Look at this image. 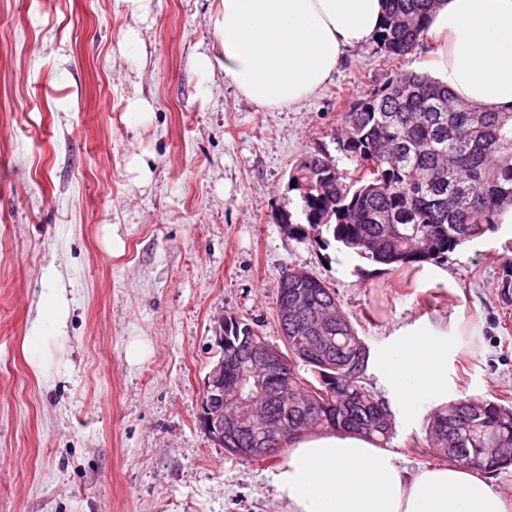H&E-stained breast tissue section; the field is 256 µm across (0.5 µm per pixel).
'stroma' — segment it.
Returning <instances> with one entry per match:
<instances>
[{
  "label": "stroma",
  "instance_id": "stroma-1",
  "mask_svg": "<svg viewBox=\"0 0 512 512\" xmlns=\"http://www.w3.org/2000/svg\"><path fill=\"white\" fill-rule=\"evenodd\" d=\"M220 0H0V512H281L279 458L228 455L199 426L222 323L254 322L280 345L278 280L315 274L336 292L369 351L379 397L408 325L448 338V390L393 408L403 466L439 465L430 410L465 395L512 402V223L447 262L391 270L323 242L289 174L307 152L351 163L336 130L350 104L425 72L424 40L392 61L376 43L348 52L305 101L267 111L195 57L214 40ZM136 29L138 51L123 36ZM150 122L134 124L130 101ZM140 158L151 176L135 180ZM289 212L291 225L277 222ZM124 247L110 254L102 228ZM65 288L64 336H47L40 376L24 347L46 273ZM148 346L129 362L132 340Z\"/></svg>",
  "mask_w": 512,
  "mask_h": 512
}]
</instances>
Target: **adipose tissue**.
<instances>
[{"instance_id": "1", "label": "adipose tissue", "mask_w": 512, "mask_h": 512, "mask_svg": "<svg viewBox=\"0 0 512 512\" xmlns=\"http://www.w3.org/2000/svg\"><path fill=\"white\" fill-rule=\"evenodd\" d=\"M387 0H221L215 41L196 57L205 73L221 69L239 94L263 109L295 105L321 88L348 51L367 44ZM436 78L461 102L512 112V0H437L428 14ZM64 289L45 288L29 338L31 365L46 373L45 332L62 335ZM402 355L387 368L402 406L448 388V332L402 329ZM283 512H512V498L470 468L409 469L369 438L314 431L288 446L273 475Z\"/></svg>"}]
</instances>
